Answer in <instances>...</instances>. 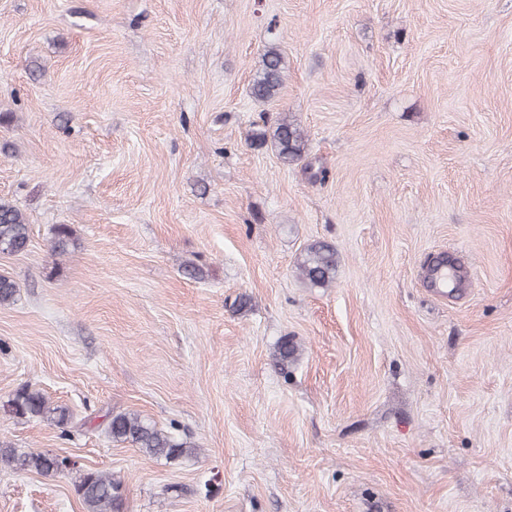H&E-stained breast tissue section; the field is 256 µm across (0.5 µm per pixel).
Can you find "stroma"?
<instances>
[{
    "label": "stroma",
    "mask_w": 512,
    "mask_h": 512,
    "mask_svg": "<svg viewBox=\"0 0 512 512\" xmlns=\"http://www.w3.org/2000/svg\"><path fill=\"white\" fill-rule=\"evenodd\" d=\"M283 118L294 163L252 143ZM0 198L30 224L0 445L111 474L122 512H512V0H0ZM24 386L70 437L7 413ZM74 481L0 467V512H84ZM285 62L274 44L263 53L261 68L251 84V95L257 101L271 96L282 85ZM279 149V156L285 163L301 160L306 149V141L300 129L288 119H281L273 133ZM337 264L336 247L325 241H317L301 255L298 269L311 286L326 287L334 278ZM458 277L456 269L453 267L448 268V264L445 261L438 262L430 272L431 284L442 295L448 294V282H453ZM106 433L117 442H129L151 458L173 460L187 452V442L158 429L150 420L135 413L109 415Z\"/></svg>",
    "instance_id": "stroma-1"
}]
</instances>
